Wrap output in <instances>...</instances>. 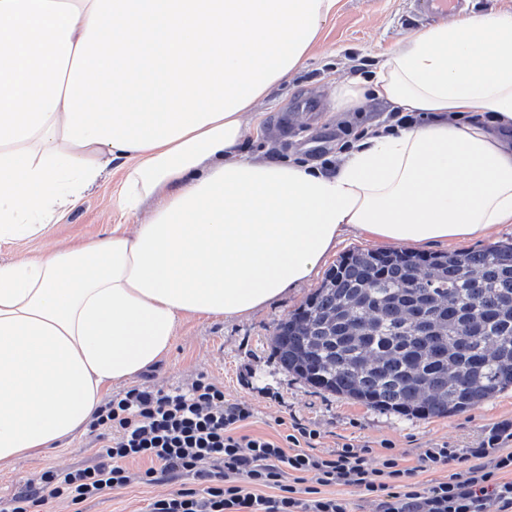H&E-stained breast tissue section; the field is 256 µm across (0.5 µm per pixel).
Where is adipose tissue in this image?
Wrapping results in <instances>:
<instances>
[{"instance_id":"1","label":"adipose tissue","mask_w":512,"mask_h":512,"mask_svg":"<svg viewBox=\"0 0 512 512\" xmlns=\"http://www.w3.org/2000/svg\"><path fill=\"white\" fill-rule=\"evenodd\" d=\"M337 0H0V241L34 239L113 162L149 220L0 264V466L85 431L188 317L309 282L344 230L388 245L512 224V12L411 36L365 90L380 125L336 170L242 155L243 116L299 69Z\"/></svg>"}]
</instances>
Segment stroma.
Segmentation results:
<instances>
[{"label":"stroma","mask_w":512,"mask_h":512,"mask_svg":"<svg viewBox=\"0 0 512 512\" xmlns=\"http://www.w3.org/2000/svg\"><path fill=\"white\" fill-rule=\"evenodd\" d=\"M425 29V23L415 15L413 0H337L334 13L323 25L302 67L246 113L242 154L274 163L296 157L316 167L323 159L335 158L340 145L352 140L365 126L385 123L393 109L391 103L369 95L353 111H337L336 88L354 79L353 63L362 62L365 73H372L388 51ZM123 177V169L113 166L111 173L85 193L76 206L52 217L51 230L45 237L0 243V263L35 256L72 240L104 236L116 224L131 227L146 222L152 201H145L133 217L113 206ZM378 247L376 241L345 233L335 254L320 265L312 280L267 306L241 318L184 320L176 330L170 352L155 368L138 375V382L167 390L205 375L223 384L226 399L252 405L254 415L244 426L246 433L275 437L286 433L289 423L298 421L321 429L323 436L316 445L320 451L335 449L346 441L374 447L385 441L413 466L419 448L430 441L471 447L493 426L512 420V390L446 417L403 416L315 389L284 371L273 352L274 326L321 283L338 255ZM90 446L91 436L85 432L44 455L15 460L8 468L0 469V497H11L42 468L92 464ZM166 491L162 484L135 483L85 502L80 510L145 512L148 503Z\"/></svg>","instance_id":"obj_1"}]
</instances>
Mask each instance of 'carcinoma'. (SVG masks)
<instances>
[{
    "mask_svg": "<svg viewBox=\"0 0 512 512\" xmlns=\"http://www.w3.org/2000/svg\"><path fill=\"white\" fill-rule=\"evenodd\" d=\"M442 308L418 336L417 306ZM281 366L369 408L444 417L512 389V243L350 250L273 331Z\"/></svg>",
    "mask_w": 512,
    "mask_h": 512,
    "instance_id": "cac0c4a2",
    "label": "carcinoma"
}]
</instances>
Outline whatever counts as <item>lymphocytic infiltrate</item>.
<instances>
[{
    "instance_id": "lymphocytic-infiltrate-1",
    "label": "lymphocytic infiltrate",
    "mask_w": 512,
    "mask_h": 512,
    "mask_svg": "<svg viewBox=\"0 0 512 512\" xmlns=\"http://www.w3.org/2000/svg\"><path fill=\"white\" fill-rule=\"evenodd\" d=\"M254 410L224 397V386L200 375L164 391L137 385L107 398L95 414V462L55 466L0 500V512H52L141 482L189 476L152 500L148 512H349L333 486L366 493L373 512H512V421L497 424L475 447L432 442L416 466L403 456L342 443L316 454L319 429L295 422L271 438L243 433ZM449 468L447 480L421 485L417 473Z\"/></svg>"
}]
</instances>
